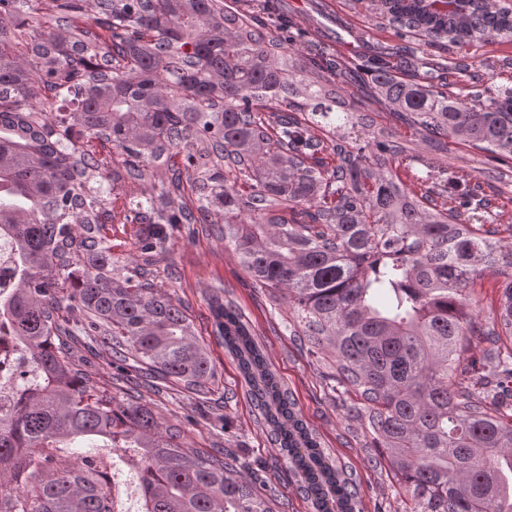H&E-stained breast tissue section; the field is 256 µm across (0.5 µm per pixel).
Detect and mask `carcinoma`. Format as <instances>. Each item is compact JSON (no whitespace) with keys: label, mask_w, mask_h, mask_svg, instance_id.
Returning a JSON list of instances; mask_svg holds the SVG:
<instances>
[{"label":"carcinoma","mask_w":512,"mask_h":512,"mask_svg":"<svg viewBox=\"0 0 512 512\" xmlns=\"http://www.w3.org/2000/svg\"><path fill=\"white\" fill-rule=\"evenodd\" d=\"M441 2L352 0L401 39L352 91L351 64L286 46L269 3L263 19L235 0H0V343L20 347L22 381L0 397V512H113L88 439L136 470L144 512H273L234 458L186 447L82 368L102 342L118 372L210 393L185 308L112 255L105 225L149 217L135 247L163 255L213 213L255 283L288 295L294 341L331 355L332 390L355 395L345 415L385 449L405 512H512V224L437 158L409 191L392 163L414 160L412 141L369 112L386 104L435 151L512 158V86L476 89L496 65L472 52L512 38V5ZM429 48L455 51L446 74L418 57ZM485 270L502 291L479 326L468 288ZM214 325L314 512H363L355 470L320 448L242 310L218 304Z\"/></svg>","instance_id":"cac0c4a2"}]
</instances>
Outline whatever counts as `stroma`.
<instances>
[{
  "mask_svg": "<svg viewBox=\"0 0 512 512\" xmlns=\"http://www.w3.org/2000/svg\"><path fill=\"white\" fill-rule=\"evenodd\" d=\"M278 3L293 21L291 34L297 45L311 39L330 53L365 60L397 42L389 30L365 37L367 20L350 17L342 0ZM448 164L456 170L487 173L485 193L506 218H512V159L496 160L468 144L453 142L448 146ZM137 230L134 224L113 225L108 231L113 253L129 262L150 263L163 292L184 302L195 336L206 346L215 368L214 393L204 407L174 386L142 389L162 425L180 428L187 447L207 452L224 448L241 463H265L261 477L274 483L287 512H311L280 450L271 447L257 424L237 364L215 334L214 306L232 299L244 312L281 382L291 390L303 419L332 457L355 469L364 512H374L378 506L383 512H404V494L393 471L381 461L382 449L368 447L362 425L346 419L331 390L328 359L301 348L286 330L287 302L273 301L256 288L234 250L224 245L211 225L198 224L193 233L175 235L170 253L151 258L133 248Z\"/></svg>",
  "mask_w": 512,
  "mask_h": 512,
  "instance_id": "1",
  "label": "stroma"
}]
</instances>
